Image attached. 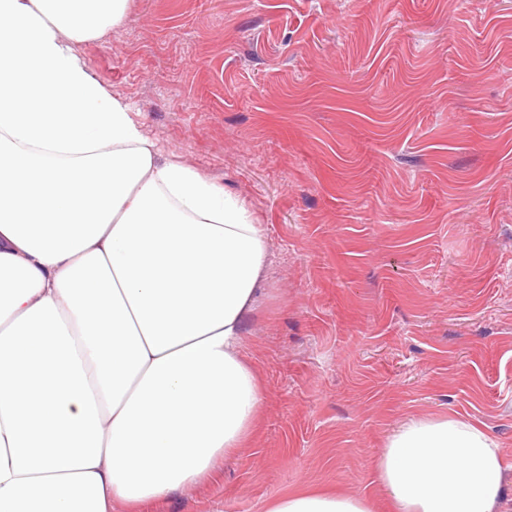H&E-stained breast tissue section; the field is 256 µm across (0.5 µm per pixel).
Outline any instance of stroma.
Instances as JSON below:
<instances>
[{
  "label": "stroma",
  "mask_w": 512,
  "mask_h": 512,
  "mask_svg": "<svg viewBox=\"0 0 512 512\" xmlns=\"http://www.w3.org/2000/svg\"><path fill=\"white\" fill-rule=\"evenodd\" d=\"M129 2L90 73L268 253L257 429L153 512L380 504L387 436L440 417L498 442L512 512V0ZM372 503L363 497L320 489H306L282 496L267 512H373Z\"/></svg>",
  "instance_id": "1"
}]
</instances>
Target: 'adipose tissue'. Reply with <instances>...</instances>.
Returning <instances> with one entry per match:
<instances>
[{"label":"adipose tissue","mask_w":512,"mask_h":512,"mask_svg":"<svg viewBox=\"0 0 512 512\" xmlns=\"http://www.w3.org/2000/svg\"><path fill=\"white\" fill-rule=\"evenodd\" d=\"M129 0H0V512H143L246 448L242 353L266 240L245 202L164 158L79 43ZM394 512H499V446L453 418L386 439ZM268 512H373L320 489Z\"/></svg>","instance_id":"adipose-tissue-1"}]
</instances>
